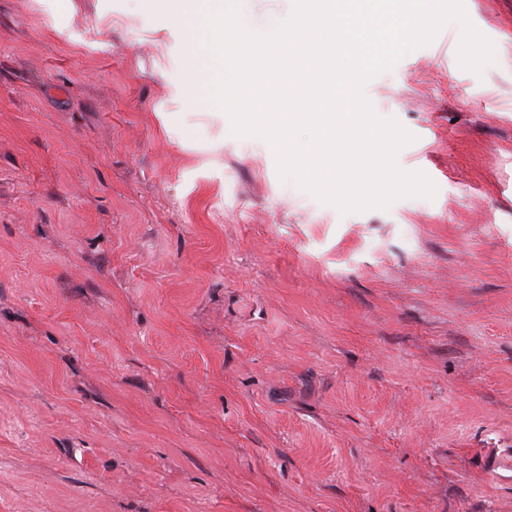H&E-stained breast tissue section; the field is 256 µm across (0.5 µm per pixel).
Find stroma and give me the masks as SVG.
Instances as JSON below:
<instances>
[{
  "label": "stroma",
  "instance_id": "35a3bbf8",
  "mask_svg": "<svg viewBox=\"0 0 512 512\" xmlns=\"http://www.w3.org/2000/svg\"><path fill=\"white\" fill-rule=\"evenodd\" d=\"M293 0H241L255 33ZM370 80L434 199L235 137L170 0H0V512H512V0Z\"/></svg>",
  "mask_w": 512,
  "mask_h": 512
}]
</instances>
